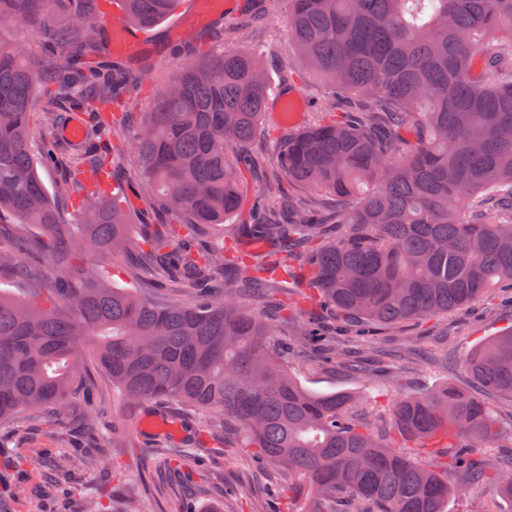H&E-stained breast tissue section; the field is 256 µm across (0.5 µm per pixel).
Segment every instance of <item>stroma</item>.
I'll use <instances>...</instances> for the list:
<instances>
[{"mask_svg": "<svg viewBox=\"0 0 512 512\" xmlns=\"http://www.w3.org/2000/svg\"><path fill=\"white\" fill-rule=\"evenodd\" d=\"M246 44L264 49L271 80L282 70L294 71L293 88L305 100V118H312L315 105L332 97L330 85L306 66L288 36L284 11L268 13L265 20L243 34ZM185 57H166L146 72L139 87L124 104L135 122L121 132L85 137L84 148L102 155H115L120 166L114 178V198L130 201L128 238L131 246L141 243L147 225L158 223L162 206L150 187L135 175L134 134L154 95L185 64ZM278 123L265 116L247 153L255 165L243 184L245 205L238 223L253 221L255 191L260 173L274 166L277 153L275 130ZM494 312L483 304L471 305L450 317L407 321L379 331L375 338L387 355L377 374L352 378L327 371L309 358L294 357L290 368L310 390L329 392L349 389L375 404H390L397 393H423L439 383L468 391L495 411L504 421H512V402L498 398L472 383L464 365L466 353L486 337L512 325V304L493 296ZM97 393L93 398H77L63 411L70 428L66 439H58L41 415H33L21 432L0 427V512H87L90 488H97L105 512H288V480L274 466L255 465L245 449L239 448V432L228 427L224 434H207L205 416L185 410L179 404L154 401L146 410L124 407L112 397L106 374L88 365ZM153 412L177 425L178 436L160 430H143L139 421L144 412ZM166 441L171 451L192 449L196 460L188 464L186 482L169 474L166 460L155 450L156 440ZM108 449L110 469L102 481H95L82 467H73L60 477L52 462L71 452L81 456L83 448ZM512 512V503L496 496L492 485H465L448 503L449 512Z\"/></svg>", "mask_w": 512, "mask_h": 512, "instance_id": "35a3bbf8", "label": "stroma"}]
</instances>
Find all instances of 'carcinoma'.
<instances>
[{
    "instance_id": "1",
    "label": "carcinoma",
    "mask_w": 512,
    "mask_h": 512,
    "mask_svg": "<svg viewBox=\"0 0 512 512\" xmlns=\"http://www.w3.org/2000/svg\"><path fill=\"white\" fill-rule=\"evenodd\" d=\"M60 0H0V35L52 22ZM128 23L149 30L179 0H117ZM224 23L239 30L266 16ZM299 52L336 89L316 122L281 135L275 168L262 180L246 235L272 243L263 254L232 239L197 248L208 224L237 215L246 168L232 156L252 140L273 95L262 52L237 45L194 50L197 58L154 98L135 144L136 176L155 185L174 222L157 224L127 275L183 298L150 303L84 265L89 251L125 249L129 209L107 198L112 160L63 154L55 131L67 104L93 111L96 131L148 58L89 68L108 37L73 3L50 30L42 66L27 47L0 39V422L72 399L84 344L127 406L149 399L209 411L208 430L232 422L242 447L288 475L297 512H447L449 481L466 469L512 503V468L486 448H512L505 425L482 401L440 384L380 411L349 391L314 392L282 366L318 336V362L357 371L379 327L438 316L512 289V0H276ZM41 95L33 112L31 102ZM44 130L41 156L31 128ZM61 166L57 193L72 199L68 221L39 169ZM302 252L306 267L283 254ZM44 255L55 268L32 270ZM310 290L300 321L275 285ZM253 298L294 324L277 337L242 308ZM474 381L512 401V327L472 348ZM425 450L421 462L411 448ZM101 448L83 456L104 471Z\"/></svg>"
}]
</instances>
